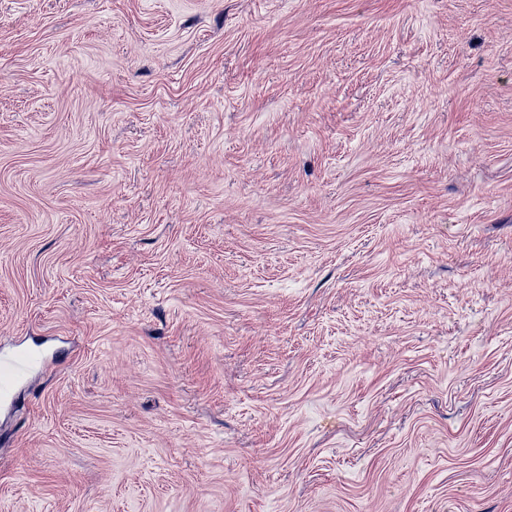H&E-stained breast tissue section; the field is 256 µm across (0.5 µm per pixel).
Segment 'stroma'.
<instances>
[{"label":"stroma","mask_w":512,"mask_h":512,"mask_svg":"<svg viewBox=\"0 0 512 512\" xmlns=\"http://www.w3.org/2000/svg\"><path fill=\"white\" fill-rule=\"evenodd\" d=\"M0 512H512V0H0ZM45 364L46 360L37 351L0 352V404H14L26 376L42 370Z\"/></svg>","instance_id":"1"}]
</instances>
